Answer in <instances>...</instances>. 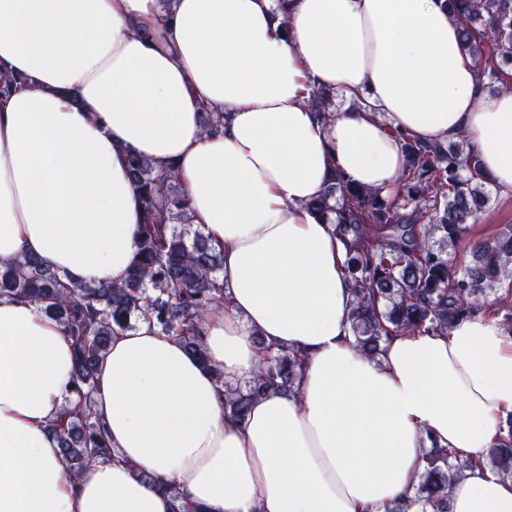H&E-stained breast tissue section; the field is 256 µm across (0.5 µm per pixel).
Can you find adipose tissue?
Returning a JSON list of instances; mask_svg holds the SVG:
<instances>
[{"label":"adipose tissue","mask_w":512,"mask_h":512,"mask_svg":"<svg viewBox=\"0 0 512 512\" xmlns=\"http://www.w3.org/2000/svg\"><path fill=\"white\" fill-rule=\"evenodd\" d=\"M1 68L23 82L0 94V264L120 281L132 150L178 168L229 305L205 319L204 363L144 323L113 336L94 400L117 459L76 478L50 429L74 399L71 342L0 299V512H172L176 492L202 512H375L413 499L435 446L467 464L450 512H512L485 461L512 415V330L486 313L361 355L345 246L308 207L335 172L389 193L405 141L462 134L512 197V85L486 90L444 0H0ZM317 88L344 98L330 122ZM206 108L223 134H203ZM263 343L305 355L298 389L235 421L213 372L250 379Z\"/></svg>","instance_id":"obj_1"}]
</instances>
